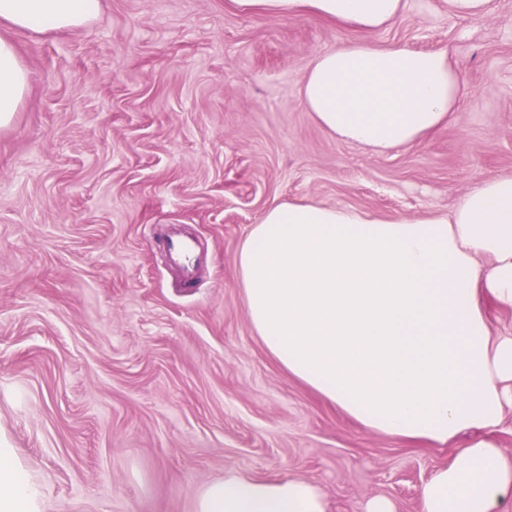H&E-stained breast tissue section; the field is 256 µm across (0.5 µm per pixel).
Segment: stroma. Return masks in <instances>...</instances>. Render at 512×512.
Returning a JSON list of instances; mask_svg holds the SVG:
<instances>
[{"instance_id":"stroma-1","label":"stroma","mask_w":512,"mask_h":512,"mask_svg":"<svg viewBox=\"0 0 512 512\" xmlns=\"http://www.w3.org/2000/svg\"><path fill=\"white\" fill-rule=\"evenodd\" d=\"M0 36L29 75L0 128V439L42 512H194L213 480L289 474L327 512H422L455 449L512 456L511 410L440 446L363 429L267 352L236 269L272 204L426 219L512 174V0L465 19L407 0L368 33L447 52L463 81L447 124L383 154L302 102L309 61L355 36L316 15L101 0L88 27ZM177 231L202 247L189 285L166 260Z\"/></svg>"}]
</instances>
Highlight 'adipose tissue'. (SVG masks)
<instances>
[{
	"mask_svg": "<svg viewBox=\"0 0 512 512\" xmlns=\"http://www.w3.org/2000/svg\"><path fill=\"white\" fill-rule=\"evenodd\" d=\"M269 16L318 15L359 31L317 54L301 88L318 123L378 152L449 120L461 80L447 53L379 46L406 0H232ZM100 0H0V23L36 33L80 29ZM28 85L0 37V127ZM250 323L288 374L365 429L443 445L498 426L512 409V335L495 333L486 300L512 310V175H490L448 214L396 222L348 208L278 203L237 256ZM41 492L0 444V512H41ZM422 512H512V457L481 438L456 449L421 489ZM195 512H326L311 481L231 476Z\"/></svg>",
	"mask_w": 512,
	"mask_h": 512,
	"instance_id": "obj_1",
	"label": "adipose tissue"
}]
</instances>
